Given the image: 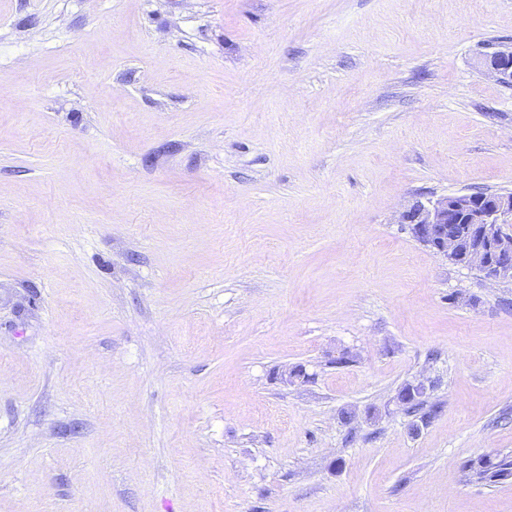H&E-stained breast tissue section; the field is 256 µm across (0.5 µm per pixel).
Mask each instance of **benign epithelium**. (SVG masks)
<instances>
[{
	"mask_svg": "<svg viewBox=\"0 0 512 512\" xmlns=\"http://www.w3.org/2000/svg\"><path fill=\"white\" fill-rule=\"evenodd\" d=\"M486 71L512 86V46L486 57ZM512 195L454 194L417 200L402 213L413 236L453 264L474 267L490 281H512Z\"/></svg>",
	"mask_w": 512,
	"mask_h": 512,
	"instance_id": "obj_1",
	"label": "benign epithelium"
}]
</instances>
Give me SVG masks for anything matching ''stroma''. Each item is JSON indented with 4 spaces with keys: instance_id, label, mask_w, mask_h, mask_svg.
<instances>
[{
    "instance_id": "obj_1",
    "label": "stroma",
    "mask_w": 512,
    "mask_h": 512,
    "mask_svg": "<svg viewBox=\"0 0 512 512\" xmlns=\"http://www.w3.org/2000/svg\"><path fill=\"white\" fill-rule=\"evenodd\" d=\"M510 43L512 0H0V512H512L464 469L512 455V282L401 222L512 193ZM486 71L499 82L512 86V46L504 47L486 57Z\"/></svg>"
}]
</instances>
